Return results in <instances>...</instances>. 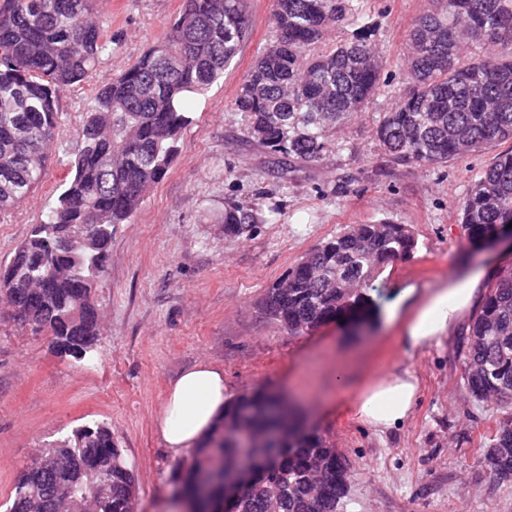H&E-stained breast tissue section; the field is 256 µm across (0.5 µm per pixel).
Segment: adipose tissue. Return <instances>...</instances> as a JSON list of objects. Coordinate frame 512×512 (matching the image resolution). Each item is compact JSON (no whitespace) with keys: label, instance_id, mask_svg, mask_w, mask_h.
I'll return each instance as SVG.
<instances>
[{"label":"adipose tissue","instance_id":"ef3b65f1","mask_svg":"<svg viewBox=\"0 0 512 512\" xmlns=\"http://www.w3.org/2000/svg\"><path fill=\"white\" fill-rule=\"evenodd\" d=\"M486 276L483 270L453 276L446 287L419 296L405 327L404 346L415 350L458 333L467 315L482 302ZM417 396L414 374L384 370L356 395V413L369 427L390 430L409 417ZM229 400L221 368L200 363L181 373L170 387L159 418L166 447L176 455L194 449L213 430Z\"/></svg>","mask_w":512,"mask_h":512}]
</instances>
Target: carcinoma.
<instances>
[{"label":"carcinoma","mask_w":512,"mask_h":512,"mask_svg":"<svg viewBox=\"0 0 512 512\" xmlns=\"http://www.w3.org/2000/svg\"><path fill=\"white\" fill-rule=\"evenodd\" d=\"M93 0H0V212L25 200L44 174L60 124L58 91L85 81L112 51L92 18ZM364 0H274V35L238 90L235 106L248 118L249 137L283 171L322 159L336 127L385 92L384 62L364 23ZM349 19L352 37L326 32ZM248 35L244 0H183L161 41L100 86L79 127L73 175L48 221L34 225L0 265V297L16 317L50 332L57 350L83 361L99 336L92 295L103 273L112 228L125 224L148 187L169 171L191 95L224 75ZM405 93L381 113L375 133L385 153L412 167L457 160L512 140V0H431L409 33ZM459 211L468 245L479 249L512 223V149L473 181ZM254 221L242 207L224 212V230L240 234ZM72 224H95L84 242L61 246ZM416 239L404 224L383 220L351 226L323 242L268 289L264 315L291 334L339 320H359L366 289L385 264L406 259ZM469 398L512 404V263L487 285L473 315L463 360ZM274 393L255 389L229 410L174 478L187 495L198 475L224 476L241 464L231 430L255 438L252 454L265 461L236 512H346L347 466L335 446L291 418L270 414ZM283 429L280 451L268 457L266 432ZM58 466H26L7 512H32L26 489L42 485L47 502L73 486L108 487L99 512H134L136 487L122 451L104 424L81 426L42 452ZM498 481L512 482V416L484 451Z\"/></svg>","instance_id":"cac0c4a2"}]
</instances>
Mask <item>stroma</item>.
<instances>
[{
    "label": "stroma",
    "mask_w": 512,
    "mask_h": 512,
    "mask_svg": "<svg viewBox=\"0 0 512 512\" xmlns=\"http://www.w3.org/2000/svg\"><path fill=\"white\" fill-rule=\"evenodd\" d=\"M274 0H247L250 34L223 79L185 105L190 121L167 175L145 192L129 223L112 234L94 289L99 341L91 359L58 355L47 332L15 320L0 301V512L21 470L47 444L82 425L103 423L136 482L135 512L180 500L171 478L179 456L158 432L172 381L201 361L224 371L231 396L254 388L285 399L311 396L309 429L329 440L351 471L347 512H512V482L483 462L484 446L512 407L475 404L464 389L466 336L409 351L400 327L422 294L449 276L512 262V249L469 251L458 205L506 144L430 168L395 163L375 129L382 109L407 86V36L430 0H367L390 92L337 128L334 146L291 172L247 135L234 106L238 87L272 36ZM182 0H95L93 14L112 50L90 77L61 89V120L39 186L0 213V263L46 221L79 145L83 112L98 87L162 39ZM251 209L247 231H224V209ZM389 219L410 228V258L389 263L373 283V305L358 326L329 323L301 335L268 319L261 302L300 258L342 228ZM347 367L344 388L336 366ZM414 373L420 394L409 418L378 433L354 415V397L375 372Z\"/></svg>",
    "instance_id": "35a3bbf8"
}]
</instances>
